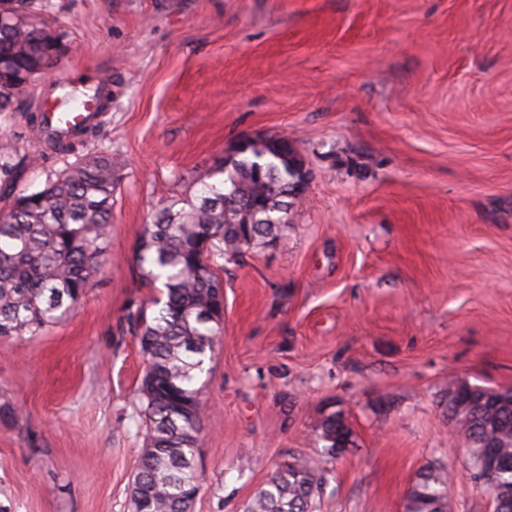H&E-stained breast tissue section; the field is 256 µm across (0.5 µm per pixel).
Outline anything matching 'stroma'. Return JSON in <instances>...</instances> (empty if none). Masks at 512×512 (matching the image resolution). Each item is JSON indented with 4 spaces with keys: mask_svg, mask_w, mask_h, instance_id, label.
<instances>
[{
    "mask_svg": "<svg viewBox=\"0 0 512 512\" xmlns=\"http://www.w3.org/2000/svg\"><path fill=\"white\" fill-rule=\"evenodd\" d=\"M60 65L0 139L17 186L112 156L107 259L63 322L0 339V512H132L145 446L130 306L151 296L142 224L247 136L288 137L309 182L288 235L224 267V332L193 512H244L288 455L322 458L318 512H403L416 472L455 474L451 512H491L448 419L450 380L512 389V0H44ZM99 66L112 104L75 154L36 116ZM344 410L357 447L323 458Z\"/></svg>",
    "mask_w": 512,
    "mask_h": 512,
    "instance_id": "obj_1",
    "label": "stroma"
}]
</instances>
